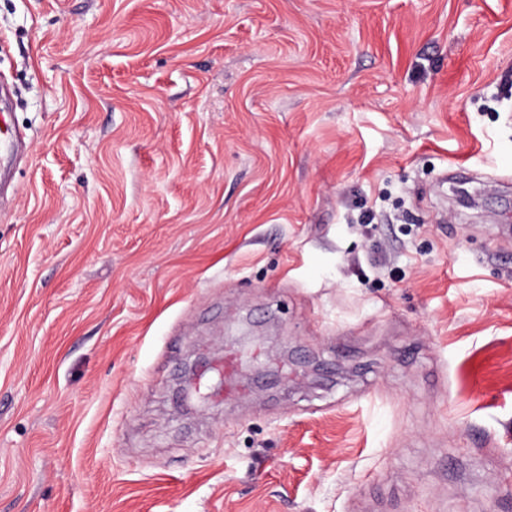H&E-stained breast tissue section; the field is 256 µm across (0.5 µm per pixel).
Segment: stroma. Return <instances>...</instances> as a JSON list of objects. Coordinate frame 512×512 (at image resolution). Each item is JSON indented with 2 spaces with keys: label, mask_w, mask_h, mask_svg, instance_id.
Listing matches in <instances>:
<instances>
[{
  "label": "stroma",
  "mask_w": 512,
  "mask_h": 512,
  "mask_svg": "<svg viewBox=\"0 0 512 512\" xmlns=\"http://www.w3.org/2000/svg\"><path fill=\"white\" fill-rule=\"evenodd\" d=\"M0 166V512H512V0H0Z\"/></svg>",
  "instance_id": "35a3bbf8"
}]
</instances>
